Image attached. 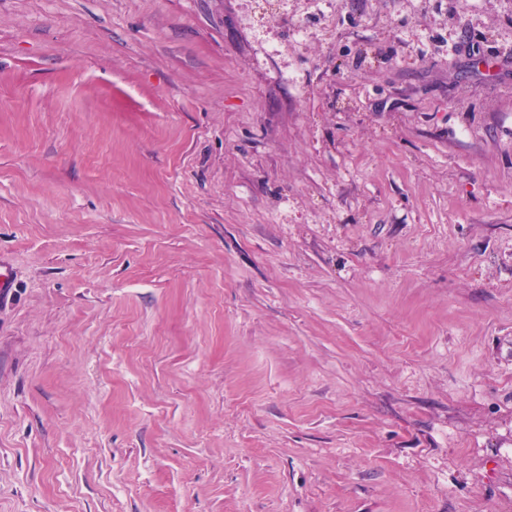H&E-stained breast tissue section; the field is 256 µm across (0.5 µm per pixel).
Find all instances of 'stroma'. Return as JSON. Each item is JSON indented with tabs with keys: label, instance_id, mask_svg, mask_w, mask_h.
I'll use <instances>...</instances> for the list:
<instances>
[{
	"label": "stroma",
	"instance_id": "obj_1",
	"mask_svg": "<svg viewBox=\"0 0 512 512\" xmlns=\"http://www.w3.org/2000/svg\"><path fill=\"white\" fill-rule=\"evenodd\" d=\"M0 262V512H512V0H0Z\"/></svg>",
	"mask_w": 512,
	"mask_h": 512
}]
</instances>
